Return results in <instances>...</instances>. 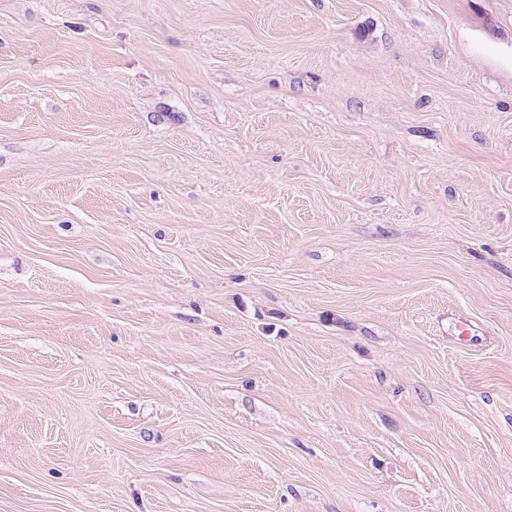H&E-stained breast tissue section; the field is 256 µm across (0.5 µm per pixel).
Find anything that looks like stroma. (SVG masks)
Returning <instances> with one entry per match:
<instances>
[{"label": "stroma", "mask_w": 512, "mask_h": 512, "mask_svg": "<svg viewBox=\"0 0 512 512\" xmlns=\"http://www.w3.org/2000/svg\"><path fill=\"white\" fill-rule=\"evenodd\" d=\"M0 512H512V0H0Z\"/></svg>", "instance_id": "1"}]
</instances>
